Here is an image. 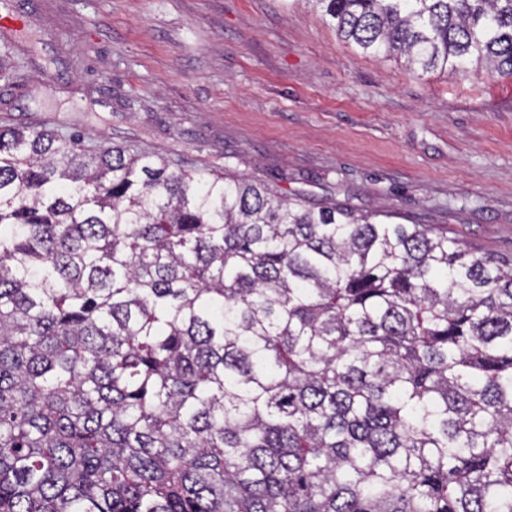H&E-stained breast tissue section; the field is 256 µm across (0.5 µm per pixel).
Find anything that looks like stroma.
Wrapping results in <instances>:
<instances>
[{"label":"stroma","mask_w":512,"mask_h":512,"mask_svg":"<svg viewBox=\"0 0 512 512\" xmlns=\"http://www.w3.org/2000/svg\"><path fill=\"white\" fill-rule=\"evenodd\" d=\"M18 125L229 165L512 257V77L412 74L342 40L316 0H14L0 126Z\"/></svg>","instance_id":"stroma-1"}]
</instances>
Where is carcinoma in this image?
<instances>
[{"mask_svg":"<svg viewBox=\"0 0 512 512\" xmlns=\"http://www.w3.org/2000/svg\"><path fill=\"white\" fill-rule=\"evenodd\" d=\"M512 77V0H317ZM0 128V512H512V258Z\"/></svg>","mask_w":512,"mask_h":512,"instance_id":"1","label":"carcinoma"}]
</instances>
